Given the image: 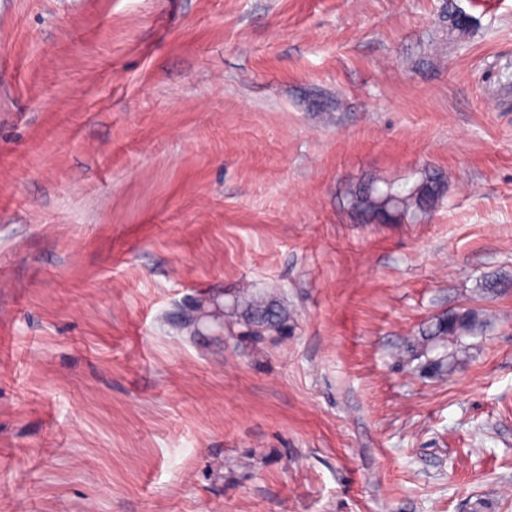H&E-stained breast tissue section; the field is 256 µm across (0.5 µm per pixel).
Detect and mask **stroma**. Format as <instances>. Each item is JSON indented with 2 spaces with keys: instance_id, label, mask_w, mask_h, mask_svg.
Segmentation results:
<instances>
[{
  "instance_id": "obj_1",
  "label": "stroma",
  "mask_w": 512,
  "mask_h": 512,
  "mask_svg": "<svg viewBox=\"0 0 512 512\" xmlns=\"http://www.w3.org/2000/svg\"><path fill=\"white\" fill-rule=\"evenodd\" d=\"M428 169L427 217L348 204ZM490 273L512 0H0V512H512ZM244 288L288 334H224ZM459 308L452 371L397 358ZM487 320L473 309L453 310L434 317L419 332V338L407 342L405 351L408 356H424L430 345H439L445 341L454 342L463 336L482 334Z\"/></svg>"
}]
</instances>
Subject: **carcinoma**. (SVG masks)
<instances>
[{"label":"carcinoma","mask_w":512,"mask_h":512,"mask_svg":"<svg viewBox=\"0 0 512 512\" xmlns=\"http://www.w3.org/2000/svg\"><path fill=\"white\" fill-rule=\"evenodd\" d=\"M444 193L442 176L427 172L410 187L388 184L382 188L375 181L363 182L350 193V202L373 222L396 224L431 212ZM290 319L288 308L274 296L239 295L224 306L223 327L228 336L261 340L287 332ZM486 326L487 320L473 309L453 310L433 318L421 329L419 338L407 342L405 353L417 358L431 345L477 336Z\"/></svg>","instance_id":"1"}]
</instances>
